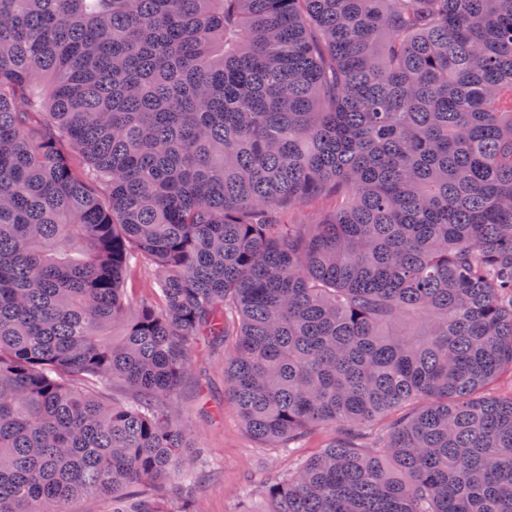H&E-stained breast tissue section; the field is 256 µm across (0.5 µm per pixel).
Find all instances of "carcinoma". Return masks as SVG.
<instances>
[{
    "mask_svg": "<svg viewBox=\"0 0 512 512\" xmlns=\"http://www.w3.org/2000/svg\"><path fill=\"white\" fill-rule=\"evenodd\" d=\"M205 336L268 512H512V0H0V512H168Z\"/></svg>",
    "mask_w": 512,
    "mask_h": 512,
    "instance_id": "carcinoma-1",
    "label": "carcinoma"
}]
</instances>
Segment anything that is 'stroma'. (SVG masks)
<instances>
[{
  "instance_id": "obj_1",
  "label": "stroma",
  "mask_w": 512,
  "mask_h": 512,
  "mask_svg": "<svg viewBox=\"0 0 512 512\" xmlns=\"http://www.w3.org/2000/svg\"><path fill=\"white\" fill-rule=\"evenodd\" d=\"M231 350L222 341L202 339L178 392L199 448L187 459L198 476L191 493L197 512H237L244 500L254 512H265L270 479L286 472L293 459L314 455L337 435L332 427L314 431L291 454L255 440L224 394V360Z\"/></svg>"
}]
</instances>
